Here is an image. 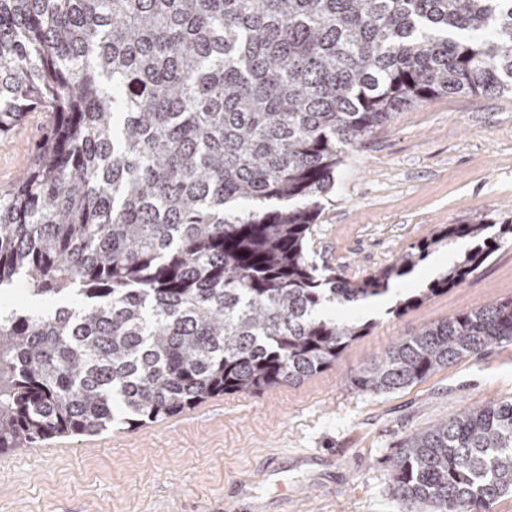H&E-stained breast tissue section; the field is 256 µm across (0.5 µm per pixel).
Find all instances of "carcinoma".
<instances>
[{
	"instance_id": "carcinoma-1",
	"label": "carcinoma",
	"mask_w": 512,
	"mask_h": 512,
	"mask_svg": "<svg viewBox=\"0 0 512 512\" xmlns=\"http://www.w3.org/2000/svg\"><path fill=\"white\" fill-rule=\"evenodd\" d=\"M506 93L512 0H0V131L49 114L0 189V288L79 296L0 310V453L335 364L366 327L321 308L490 228L445 224L362 279L321 272L306 244L336 169L405 107ZM491 255L475 245L394 313ZM503 342L511 299L422 327L350 382L402 389ZM391 485L406 512H490L512 490V397L409 435Z\"/></svg>"
}]
</instances>
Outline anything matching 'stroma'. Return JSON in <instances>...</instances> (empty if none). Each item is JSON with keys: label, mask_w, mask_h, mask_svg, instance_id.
Segmentation results:
<instances>
[{"label": "stroma", "mask_w": 512, "mask_h": 512, "mask_svg": "<svg viewBox=\"0 0 512 512\" xmlns=\"http://www.w3.org/2000/svg\"><path fill=\"white\" fill-rule=\"evenodd\" d=\"M46 123L32 109L0 133V186L25 170ZM321 203L308 260L347 279L394 263L440 225L477 216L498 244L465 282L403 315L397 302L446 273L470 239L430 252L375 301L336 306V318L370 329L307 380L0 454V512H405L391 486L400 443L512 397V343L390 392H358L349 378L425 325L512 299V235L497 228L512 217V96H440L400 111L349 152Z\"/></svg>", "instance_id": "stroma-1"}]
</instances>
